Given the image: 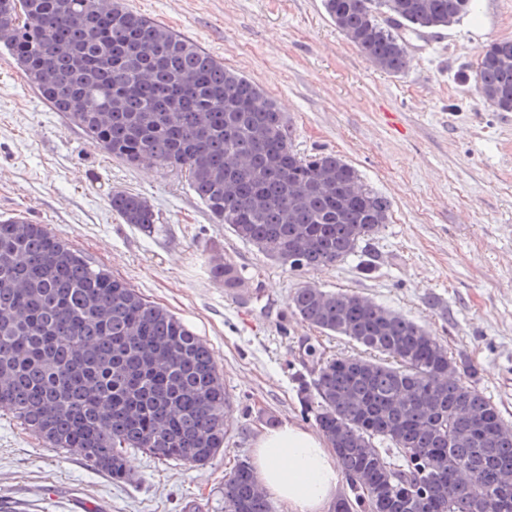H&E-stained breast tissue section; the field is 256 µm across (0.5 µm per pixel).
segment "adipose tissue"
<instances>
[{"mask_svg": "<svg viewBox=\"0 0 512 512\" xmlns=\"http://www.w3.org/2000/svg\"><path fill=\"white\" fill-rule=\"evenodd\" d=\"M253 468L267 497L283 512H326L341 481L325 439L292 422L259 437Z\"/></svg>", "mask_w": 512, "mask_h": 512, "instance_id": "1", "label": "adipose tissue"}]
</instances>
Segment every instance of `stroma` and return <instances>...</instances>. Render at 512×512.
<instances>
[{
    "mask_svg": "<svg viewBox=\"0 0 512 512\" xmlns=\"http://www.w3.org/2000/svg\"><path fill=\"white\" fill-rule=\"evenodd\" d=\"M134 12L237 69L284 111L294 149L339 154L390 203L359 257L291 271L237 239L189 189L184 172L129 166L55 112L0 48V220L23 215L145 299L181 319L215 351L230 396L227 435L209 463L127 454L123 480L44 444L0 410V512H224V483L251 460L259 436L295 422L314 427L297 395L312 380L306 355L363 349L302 322L296 288L355 293L416 321L512 422V112L477 91L491 42L512 38V0H476L460 22L410 39V63L389 75L336 29L323 0H125ZM143 196L154 233L122 223L112 194ZM233 263L239 293L210 269Z\"/></svg>",
    "mask_w": 512,
    "mask_h": 512,
    "instance_id": "1",
    "label": "stroma"
}]
</instances>
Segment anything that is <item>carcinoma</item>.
<instances>
[{"instance_id": "1", "label": "carcinoma", "mask_w": 512, "mask_h": 512, "mask_svg": "<svg viewBox=\"0 0 512 512\" xmlns=\"http://www.w3.org/2000/svg\"><path fill=\"white\" fill-rule=\"evenodd\" d=\"M4 0L0 46L28 83L112 157L175 168L207 211L291 271L356 255L389 219V201L334 152L297 153L286 116L251 78L123 0ZM336 27L387 74L409 62L407 36L447 27L473 0H323ZM475 83L512 112V38L479 56ZM112 211L151 232L145 198ZM224 288L240 275L213 266ZM301 321L380 359L316 358L298 388L334 449L350 496L334 512H512V425L462 381L470 366L421 325L348 292L302 286ZM229 398L211 346L42 224L0 221V409L52 448L114 479L126 452L204 465L222 448ZM389 447L376 448L378 443ZM224 512H275L241 460Z\"/></svg>"}]
</instances>
